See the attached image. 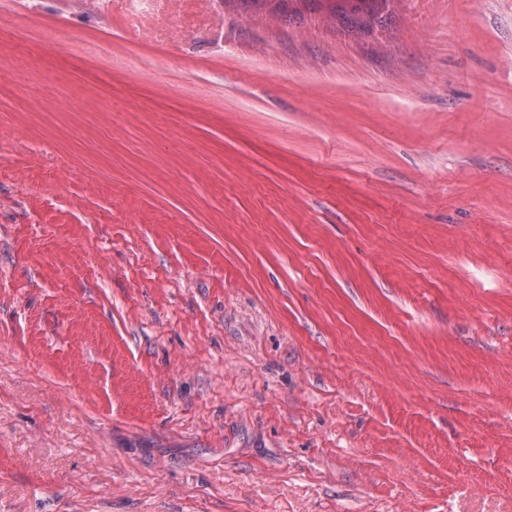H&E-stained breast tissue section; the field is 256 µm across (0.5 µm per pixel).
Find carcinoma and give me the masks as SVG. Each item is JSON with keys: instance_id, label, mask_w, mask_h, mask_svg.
Segmentation results:
<instances>
[{"instance_id": "1", "label": "carcinoma", "mask_w": 512, "mask_h": 512, "mask_svg": "<svg viewBox=\"0 0 512 512\" xmlns=\"http://www.w3.org/2000/svg\"><path fill=\"white\" fill-rule=\"evenodd\" d=\"M327 6L325 0H237L232 10L240 15L266 16L268 14L292 24L302 23L316 13L329 15L343 29H351L370 36L384 29L391 17L390 0H334Z\"/></svg>"}]
</instances>
